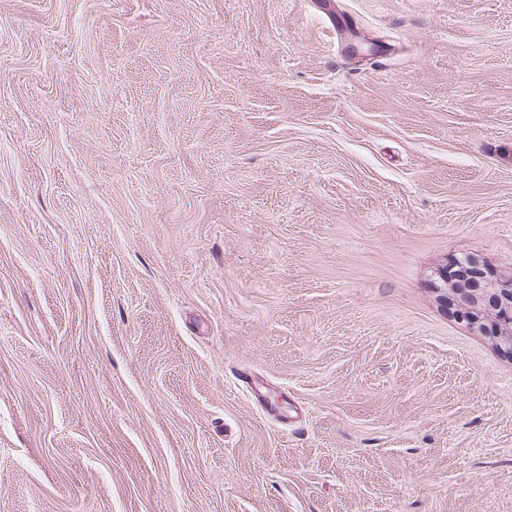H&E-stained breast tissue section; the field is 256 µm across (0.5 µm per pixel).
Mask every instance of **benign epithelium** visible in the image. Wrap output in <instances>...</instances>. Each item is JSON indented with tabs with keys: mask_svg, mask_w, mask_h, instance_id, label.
Returning <instances> with one entry per match:
<instances>
[{
	"mask_svg": "<svg viewBox=\"0 0 512 512\" xmlns=\"http://www.w3.org/2000/svg\"><path fill=\"white\" fill-rule=\"evenodd\" d=\"M442 300L455 318L478 328L512 354V277L492 272L477 256L453 259L439 271Z\"/></svg>",
	"mask_w": 512,
	"mask_h": 512,
	"instance_id": "obj_1",
	"label": "benign epithelium"
}]
</instances>
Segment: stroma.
<instances>
[{"label":"stroma","instance_id":"1","mask_svg":"<svg viewBox=\"0 0 512 512\" xmlns=\"http://www.w3.org/2000/svg\"><path fill=\"white\" fill-rule=\"evenodd\" d=\"M512 0H0V512H512ZM442 300L455 318L493 338L512 354V277L492 272L477 256L453 259L439 271Z\"/></svg>","mask_w":512,"mask_h":512}]
</instances>
